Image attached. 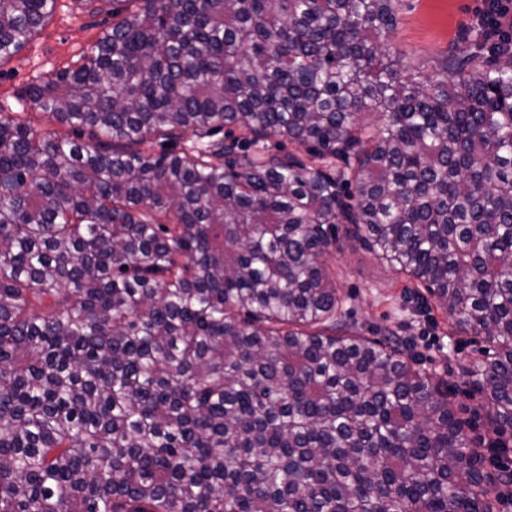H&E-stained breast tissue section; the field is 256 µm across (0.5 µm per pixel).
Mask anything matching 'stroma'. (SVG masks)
<instances>
[{
	"label": "stroma",
	"mask_w": 512,
	"mask_h": 512,
	"mask_svg": "<svg viewBox=\"0 0 512 512\" xmlns=\"http://www.w3.org/2000/svg\"><path fill=\"white\" fill-rule=\"evenodd\" d=\"M64 2L27 47L0 65V113L26 111L23 89L39 74L76 62L112 23L111 5L95 14L85 0ZM483 8L484 0H401L391 46L415 74L441 77L442 55L449 45L461 42ZM325 262L345 297L349 334L413 344L422 362L447 381L461 415L483 427L485 410L464 392L461 374L465 362L482 347L481 337L455 335L440 310L412 314L404 276L347 235H340Z\"/></svg>",
	"instance_id": "35a3bbf8"
}]
</instances>
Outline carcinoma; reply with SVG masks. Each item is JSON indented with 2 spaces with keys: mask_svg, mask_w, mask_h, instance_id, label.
<instances>
[{
  "mask_svg": "<svg viewBox=\"0 0 512 512\" xmlns=\"http://www.w3.org/2000/svg\"><path fill=\"white\" fill-rule=\"evenodd\" d=\"M57 2L0 0V65ZM397 2L112 0L25 91L68 132L0 114V512H499L512 51L480 22L409 79ZM342 224L488 344L462 368L487 436L342 331Z\"/></svg>",
  "mask_w": 512,
  "mask_h": 512,
  "instance_id": "carcinoma-1",
  "label": "carcinoma"
}]
</instances>
